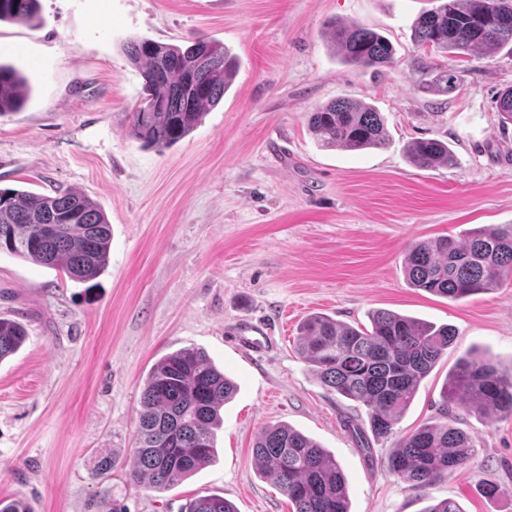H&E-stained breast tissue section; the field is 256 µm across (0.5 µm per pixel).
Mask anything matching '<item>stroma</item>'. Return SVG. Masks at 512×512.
Listing matches in <instances>:
<instances>
[{
  "mask_svg": "<svg viewBox=\"0 0 512 512\" xmlns=\"http://www.w3.org/2000/svg\"><path fill=\"white\" fill-rule=\"evenodd\" d=\"M431 0H39V22L0 23V63L28 80L23 108L0 117V188L87 196L112 233L106 271L90 284L0 255V315L28 338L0 362V500L33 512H186L216 493L237 512H292L254 461L266 426L285 423L320 443L343 470L350 512H424L445 498L464 512H512V419L455 409L470 463L429 487L389 473L393 439L362 451L345 418L361 404L328 391L298 355L314 313L369 326L373 310L456 328L455 348L425 377L395 426L437 422L449 370L464 354L512 366V281L461 302L411 288L409 244L512 224V125L496 109L512 87V52L490 60L416 46L412 27ZM385 36L393 66L345 63L328 22ZM195 36L237 59L233 85L173 146L129 135L143 76L132 39L185 45ZM464 73L435 95L423 67ZM339 98L374 106L387 147L321 146L307 114ZM419 138L446 142L452 166L419 169ZM271 340L257 354L234 342L240 323ZM195 346L232 378L217 457L179 484L129 478L144 381L166 354ZM112 467L100 471L101 460ZM483 479L502 497L485 498Z\"/></svg>",
  "mask_w": 512,
  "mask_h": 512,
  "instance_id": "35a3bbf8",
  "label": "stroma"
}]
</instances>
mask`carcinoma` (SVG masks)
Returning <instances> with one entry per match:
<instances>
[{"mask_svg":"<svg viewBox=\"0 0 512 512\" xmlns=\"http://www.w3.org/2000/svg\"><path fill=\"white\" fill-rule=\"evenodd\" d=\"M419 15L413 41L450 55L480 52L489 59L512 51V24L493 19V6L512 12V0H438ZM38 0H0V21L32 23ZM329 40L348 62L362 68L394 64V51L381 34L352 22L329 24ZM127 55L142 67L143 99L132 113L130 136L147 147H168L186 137L208 106L217 105L231 84L237 63L224 45L196 37L187 46L131 40ZM463 75L448 68L422 72L421 84L444 95ZM26 77L0 64V117L21 109ZM500 122L512 124V87L496 101ZM308 129L324 147L359 151L388 144L385 122L371 105L337 99L309 113ZM417 168L452 163L448 144L417 139L406 147ZM111 229L105 215L83 194L56 195L0 189V253L62 271L88 283L108 264ZM405 268L411 286L451 301L491 292L512 278V224L473 231L462 240L443 236L411 244ZM456 329L421 322L390 311L371 314L370 328L341 323L324 314L300 326L299 355L327 390L363 405L371 434L389 439L413 402L421 381L448 350ZM27 331L16 319L0 317V361L18 351ZM235 383L196 347L166 355L150 371L138 410L131 479L168 488L194 474L215 456L214 429ZM473 407L489 419L512 417V368L471 356L457 359L443 386L440 421L396 441L387 459L391 474L430 486L474 455L473 440L448 424L450 405ZM260 470L288 497L294 512H350L344 475L322 446L280 423L265 427L254 443ZM187 512H236L221 495L192 500Z\"/></svg>","mask_w":512,"mask_h":512,"instance_id":"1","label":"carcinoma"}]
</instances>
